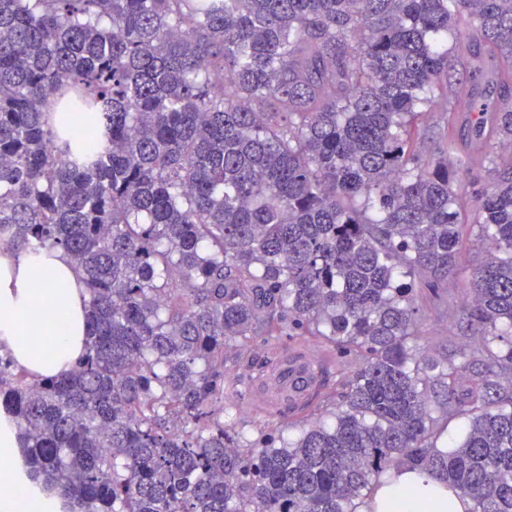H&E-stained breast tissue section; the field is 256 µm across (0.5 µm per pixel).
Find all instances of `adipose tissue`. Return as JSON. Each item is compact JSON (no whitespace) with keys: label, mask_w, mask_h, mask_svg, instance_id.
Here are the masks:
<instances>
[{"label":"adipose tissue","mask_w":512,"mask_h":512,"mask_svg":"<svg viewBox=\"0 0 512 512\" xmlns=\"http://www.w3.org/2000/svg\"><path fill=\"white\" fill-rule=\"evenodd\" d=\"M87 296L80 275L58 249L0 252V348L41 380L70 369L83 353ZM23 443L0 418V512H58L56 499L32 493L20 465ZM446 483L405 469L383 478L361 512H470Z\"/></svg>","instance_id":"adipose-tissue-1"}]
</instances>
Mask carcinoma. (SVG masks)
<instances>
[{
	"mask_svg": "<svg viewBox=\"0 0 512 512\" xmlns=\"http://www.w3.org/2000/svg\"><path fill=\"white\" fill-rule=\"evenodd\" d=\"M512 91V0H0V248H58L87 351L0 410L66 512H357L403 466L512 512V99L420 150L448 48ZM489 165L471 215L459 171ZM488 245L461 341L416 347L464 242ZM257 336L351 357L293 442L247 438L224 361ZM462 441L439 444L448 423Z\"/></svg>",
	"mask_w": 512,
	"mask_h": 512,
	"instance_id": "1",
	"label": "carcinoma"
}]
</instances>
